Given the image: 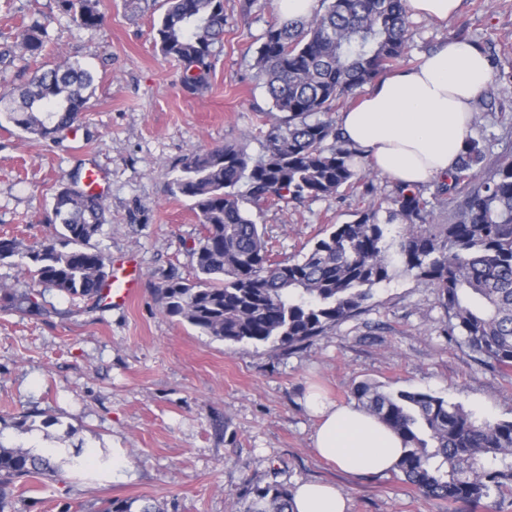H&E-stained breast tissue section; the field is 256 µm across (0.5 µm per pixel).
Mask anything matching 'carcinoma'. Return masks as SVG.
I'll return each instance as SVG.
<instances>
[{"instance_id":"carcinoma-1","label":"carcinoma","mask_w":512,"mask_h":512,"mask_svg":"<svg viewBox=\"0 0 512 512\" xmlns=\"http://www.w3.org/2000/svg\"><path fill=\"white\" fill-rule=\"evenodd\" d=\"M165 5L155 44L182 66L183 90L199 95L222 46L224 0ZM62 6L79 27L104 23L97 0H62ZM409 30L405 0H319L308 19L266 23L253 68L282 116L266 131L256 159L237 144L186 158L173 190L194 199L204 229L190 249L198 282L168 279L160 289L166 314L226 342L292 349L362 313L372 287L400 268L435 286L449 336L460 337L485 364L512 370V161L486 167L481 141L465 138L432 197L398 182L385 219L371 202L297 258L275 259L245 208L377 196L370 173L355 163L363 151L345 139L331 114L408 58ZM46 38L37 23L24 28L21 44L30 59L42 55ZM93 82L78 62L65 60L36 75L20 100L0 94V114L23 132L54 141L82 118ZM242 182L244 197L236 191ZM462 185L468 191L451 222L433 223V201ZM104 212L99 195L76 179L54 198L49 222L61 226L57 239L22 252L15 239L1 237L0 260L17 256L39 282L93 298L109 276L106 256L90 246ZM353 395L400 436L397 469L425 496L497 512L487 499L512 494V420L479 423L431 393L371 383ZM58 468L25 448L0 445V512L15 482L49 479ZM290 505L288 490L271 482L249 489L241 512H290Z\"/></svg>"}]
</instances>
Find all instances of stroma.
Listing matches in <instances>:
<instances>
[{
	"label": "stroma",
	"instance_id": "stroma-1",
	"mask_svg": "<svg viewBox=\"0 0 512 512\" xmlns=\"http://www.w3.org/2000/svg\"><path fill=\"white\" fill-rule=\"evenodd\" d=\"M99 9L103 25L81 29L59 0H0V51L10 53L0 92L66 59L94 76L83 118L56 141L0 122V237L18 238L24 251L52 240L46 217L57 190L97 169L106 222L91 245L114 264L135 257L140 293L114 307L42 288L32 316L4 296L31 288L30 276L17 258L0 261V444L22 446L35 431L56 448L122 455L130 469L116 479L108 462L62 466L54 479L18 482L7 512H98L105 501L143 497L164 512H239L252 486L292 491L310 480L341 489L347 512H476L425 497L397 470L346 476L316 452L317 420L305 407L310 387L351 405L354 388L368 382L432 393L481 421L512 420V371L480 365L460 338H448V314L429 282L394 274L374 287L364 313L293 351L224 342L162 308L169 277L196 278L190 249L202 226L192 200L171 191L184 159L225 143L262 152L267 127L255 111L271 102L252 56L276 0H224V46L202 95L182 89L180 67L154 43L162 0H99ZM35 21L48 43L33 62L19 41ZM410 30L414 60L459 31L491 60L468 134L486 144L488 166L512 159V0H463L454 17H414ZM365 206L331 197L266 205L252 217L283 260ZM33 410L57 424L24 422Z\"/></svg>",
	"mask_w": 512,
	"mask_h": 512
}]
</instances>
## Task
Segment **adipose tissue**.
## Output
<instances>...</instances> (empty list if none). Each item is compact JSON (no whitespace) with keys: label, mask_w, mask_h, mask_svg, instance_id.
I'll list each match as a JSON object with an SVG mask.
<instances>
[{"label":"adipose tissue","mask_w":512,"mask_h":512,"mask_svg":"<svg viewBox=\"0 0 512 512\" xmlns=\"http://www.w3.org/2000/svg\"><path fill=\"white\" fill-rule=\"evenodd\" d=\"M484 53L467 41L450 40L419 67L378 82L363 102L343 113L344 135L369 153L378 171L419 185L448 174L463 148L473 103L487 85ZM307 406L318 419L313 444L345 474H385L404 452L399 436L375 416L310 393ZM347 499L330 484H297L293 512H346Z\"/></svg>","instance_id":"obj_1"}]
</instances>
